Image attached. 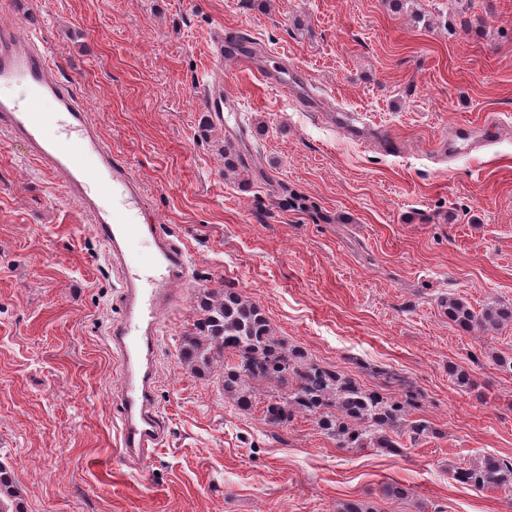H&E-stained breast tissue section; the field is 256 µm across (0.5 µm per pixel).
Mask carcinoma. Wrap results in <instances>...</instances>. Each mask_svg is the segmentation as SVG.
Masks as SVG:
<instances>
[{"label":"carcinoma","instance_id":"1","mask_svg":"<svg viewBox=\"0 0 512 512\" xmlns=\"http://www.w3.org/2000/svg\"><path fill=\"white\" fill-rule=\"evenodd\" d=\"M448 320L463 330L499 327L512 323V307L488 306L475 312L465 301L450 297L441 301ZM201 318L195 332L184 338L180 363L205 373L228 352L237 357L224 365V393L241 411L250 409L254 389L276 382L286 394L272 397L265 417L273 426H284L294 412L312 417L317 427L336 440L340 448H388L398 450L391 434L407 424L415 440L433 433L419 418L405 422L408 407L418 396L406 389L397 398L366 391L343 374L314 362L298 347L286 346L271 334L262 310L229 289L208 291L200 298ZM456 479L477 489H512V462L484 457L457 471ZM0 512H25L10 469L0 465Z\"/></svg>","mask_w":512,"mask_h":512}]
</instances>
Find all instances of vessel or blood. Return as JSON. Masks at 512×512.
Instances as JSON below:
<instances>
[{"label": "vessel or blood", "mask_w": 512, "mask_h": 512, "mask_svg": "<svg viewBox=\"0 0 512 512\" xmlns=\"http://www.w3.org/2000/svg\"><path fill=\"white\" fill-rule=\"evenodd\" d=\"M15 84L21 85V93L0 99V130L24 143L38 166L56 177L66 195L83 207L108 253L123 254L127 243L147 230L129 217L130 208L142 203L137 182L127 167L113 163L112 151L92 125L86 105L55 78L38 35L1 25L0 85ZM48 98L56 102L60 125L53 137L45 132L41 112ZM117 184L124 189L127 208L104 203ZM152 268L149 276L127 272L122 284L123 315L110 336L121 363L119 452L134 465L163 439L155 402L154 356L159 318L180 301L172 283L189 271L184 249L165 236H156Z\"/></svg>", "instance_id": "vessel-or-blood-1"}]
</instances>
